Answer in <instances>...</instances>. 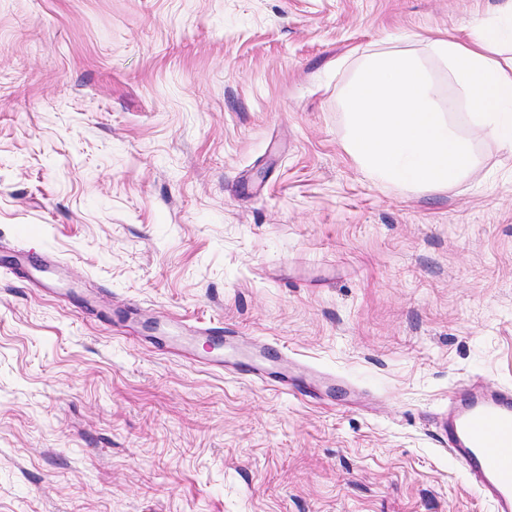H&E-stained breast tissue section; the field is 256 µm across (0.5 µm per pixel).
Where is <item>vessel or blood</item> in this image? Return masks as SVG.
Listing matches in <instances>:
<instances>
[{"instance_id": "1", "label": "vessel or blood", "mask_w": 512, "mask_h": 512, "mask_svg": "<svg viewBox=\"0 0 512 512\" xmlns=\"http://www.w3.org/2000/svg\"><path fill=\"white\" fill-rule=\"evenodd\" d=\"M31 263L45 272L56 266L57 259L46 251L33 260L22 249L6 270L19 273ZM235 342L223 327L203 323L191 326L182 336L150 339L156 351L181 356L208 370L225 367L224 352ZM288 363V354L279 343L264 340L255 355L237 359L230 369L239 379L296 397L302 389L289 383ZM443 427L449 454L463 464L470 482L490 502L493 512H512V389L502 387L486 394L474 381L458 385L448 398Z\"/></svg>"}]
</instances>
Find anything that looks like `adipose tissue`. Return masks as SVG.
I'll use <instances>...</instances> for the list:
<instances>
[{
	"label": "adipose tissue",
	"mask_w": 512,
	"mask_h": 512,
	"mask_svg": "<svg viewBox=\"0 0 512 512\" xmlns=\"http://www.w3.org/2000/svg\"><path fill=\"white\" fill-rule=\"evenodd\" d=\"M468 107L461 132L436 103L438 88L399 40L363 56L344 88L345 149L374 180L441 189L472 169L473 136L512 150V0L476 17L465 35L426 40Z\"/></svg>",
	"instance_id": "adipose-tissue-1"
}]
</instances>
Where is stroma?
<instances>
[{"label": "stroma", "instance_id": "35a3bbf8", "mask_svg": "<svg viewBox=\"0 0 512 512\" xmlns=\"http://www.w3.org/2000/svg\"><path fill=\"white\" fill-rule=\"evenodd\" d=\"M501 0H0V512H491L448 393L512 387V152L443 189L345 151L360 57ZM345 67H338V60ZM94 295L101 319L84 314ZM224 322L352 381L302 401L132 343Z\"/></svg>", "mask_w": 512, "mask_h": 512}]
</instances>
